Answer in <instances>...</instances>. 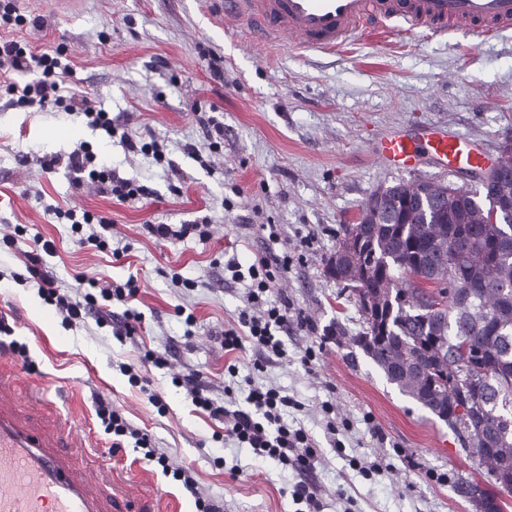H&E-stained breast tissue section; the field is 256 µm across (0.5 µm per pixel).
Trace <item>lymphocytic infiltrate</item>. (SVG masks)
<instances>
[{"label": "lymphocytic infiltrate", "instance_id": "lymphocytic-infiltrate-1", "mask_svg": "<svg viewBox=\"0 0 512 512\" xmlns=\"http://www.w3.org/2000/svg\"><path fill=\"white\" fill-rule=\"evenodd\" d=\"M17 0H0V103L5 108H26L38 112L64 107L83 114L87 124L101 128L109 135L119 136L130 152L151 157L155 162L165 160V145L158 138L137 139L128 133L119 132L108 113L97 109L91 98L69 90L64 84L65 76L72 72L70 60L63 49L51 52L39 51L13 39L12 33L28 26L29 20L21 14ZM25 75V82H18V75ZM65 164L76 182L96 185L100 191L119 205H132L154 196L155 191L137 180L121 177L108 166L92 146L79 143L67 155H46L42 158L44 167L52 168ZM44 213L49 220L67 222L73 233L82 235L84 244L101 252L109 251L110 243L105 235L112 223L111 218L84 209H65L48 205ZM50 243H43L41 253L31 255L27 272L31 282L44 291L49 301L54 302L64 313L66 322L82 318L86 308L95 306L97 301L125 304L124 327L126 333H133L142 320L141 312L130 308L129 303L137 293L135 279L125 283H99L87 278L88 293L76 298L60 293L54 286V278L46 270L43 262L45 254L51 253ZM290 256H275L268 252L255 253L248 266L228 261L227 270L234 280H248L247 305L239 311L236 326L224 331V350L234 352L244 344H252L261 353H270L282 358L287 354L282 339L287 332L289 302L284 298H274V284L291 268ZM192 403L208 412L213 419L223 421L225 439L252 448L256 456L278 461L303 473L315 465L319 458V448L313 438L303 428H291L283 420V413L293 407L294 402L281 390L270 388L252 389L246 397L245 406L232 408L230 402H221L208 396L198 381L197 375H189L181 380ZM96 414L106 433L112 434V450H120L125 438H132L137 448L145 450L148 457L165 464L164 456L158 455L151 447L147 433L131 428L122 415L106 402H98Z\"/></svg>", "mask_w": 512, "mask_h": 512}]
</instances>
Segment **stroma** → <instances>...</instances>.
Returning a JSON list of instances; mask_svg holds the SVG:
<instances>
[{"mask_svg": "<svg viewBox=\"0 0 512 512\" xmlns=\"http://www.w3.org/2000/svg\"><path fill=\"white\" fill-rule=\"evenodd\" d=\"M17 6L42 21L18 31V39L39 50L63 48L73 65L69 86L89 92L130 135H153L167 146V161L158 164L88 127L75 112L0 110V323L27 349L1 362L0 373L11 381L21 418L52 439L77 405L93 438L108 444L112 437L96 416L95 400L111 401L133 428L149 434L166 465L130 446L109 460L87 444L68 454L110 480L113 496L147 512H196L199 496L220 512H293L292 488L302 478L323 512H475L457 496L456 483L488 487L484 468L443 421L389 384L351 344L361 316L323 268L343 225L380 186L412 179L475 185L470 172L429 161L413 171L379 168L371 158L379 138L433 124L489 161L504 159V143L512 140V32L491 40L471 34L435 39L368 28L345 51L325 55L245 41L225 24L221 0H17ZM201 45L223 56V83L210 80L197 55ZM199 107L216 108L224 120L223 151L210 169L182 149L203 138ZM82 142L121 176L155 189L158 199L119 206L91 186L75 187L65 168L41 167L40 156L64 155ZM47 203L111 217L112 245L124 248V256L98 252L69 225L49 223ZM205 214L212 218L205 242L190 236L169 244L147 231L151 224H184ZM18 224L27 226L25 236L15 235ZM269 224L278 229L273 242ZM39 238L53 245L46 263L60 292L83 294V275L102 282L136 277L131 305L144 322L130 335L117 334L93 313L63 323L37 286L22 280ZM266 250L292 257L277 292L292 314L318 331L290 325L286 357L259 371L258 350L248 345L225 352L214 334L236 324L246 304L247 284L232 280L227 261L246 265ZM177 270L194 279V289L172 286ZM179 306L197 319L193 336H186L175 313ZM319 343L325 349L315 370L307 371L301 356ZM150 355L163 358L164 366L147 363ZM125 363L134 365L142 383H131L121 369ZM231 364L237 375L228 373ZM195 370L219 400L228 386L244 400L255 383L299 401L288 422L316 440L321 456L314 469L302 477L225 441L223 423L197 411L175 382ZM35 381L66 392L72 406L35 401ZM327 401L349 430L328 433ZM398 448L405 453L400 460ZM354 457L382 458L396 470L367 479L351 466ZM177 470L191 471L197 494L174 478ZM431 470L448 473L450 483L430 481Z\"/></svg>", "mask_w": 512, "mask_h": 512, "instance_id": "stroma-1", "label": "stroma"}]
</instances>
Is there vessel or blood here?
Returning <instances> with one entry per match:
<instances>
[{"label":"vessel or blood","mask_w":512,"mask_h":512,"mask_svg":"<svg viewBox=\"0 0 512 512\" xmlns=\"http://www.w3.org/2000/svg\"><path fill=\"white\" fill-rule=\"evenodd\" d=\"M224 18L251 43L331 53L370 27L437 39L458 32L492 38L512 29V0H224ZM373 154L397 170L415 169L425 154L452 170L484 165L478 149L437 126L392 132L379 139ZM6 397L0 383V512H115L111 492L92 490L86 474L60 453L85 438V430L64 422L54 447H47L32 427L13 420Z\"/></svg>","instance_id":"1"}]
</instances>
